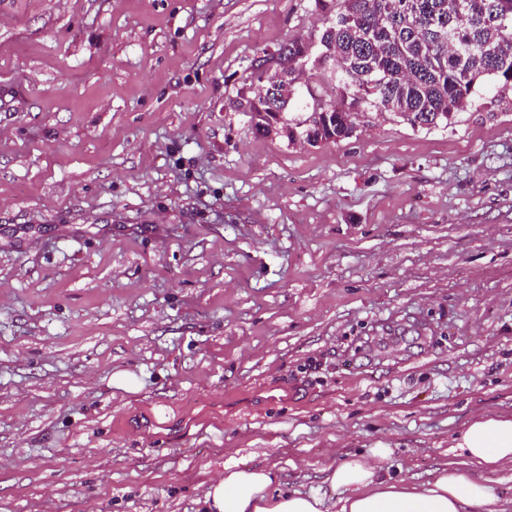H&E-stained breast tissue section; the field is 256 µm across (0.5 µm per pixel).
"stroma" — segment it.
<instances>
[{"instance_id":"stroma-1","label":"stroma","mask_w":512,"mask_h":512,"mask_svg":"<svg viewBox=\"0 0 512 512\" xmlns=\"http://www.w3.org/2000/svg\"><path fill=\"white\" fill-rule=\"evenodd\" d=\"M314 0H0V512H204L225 467L411 484L512 416V94L254 134ZM133 383L119 388V379Z\"/></svg>"}]
</instances>
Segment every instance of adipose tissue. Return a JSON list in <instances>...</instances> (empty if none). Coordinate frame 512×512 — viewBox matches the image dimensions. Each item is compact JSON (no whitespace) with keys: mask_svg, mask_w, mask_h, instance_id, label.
Here are the masks:
<instances>
[{"mask_svg":"<svg viewBox=\"0 0 512 512\" xmlns=\"http://www.w3.org/2000/svg\"><path fill=\"white\" fill-rule=\"evenodd\" d=\"M457 448L469 463L488 472L512 465V418L482 414L462 431ZM326 483L338 490L336 512H512L488 484L455 468L436 470L419 485L386 479L365 458L353 457L327 468ZM207 512H327L316 493L285 491L267 468L228 467L204 495Z\"/></svg>","mask_w":512,"mask_h":512,"instance_id":"1","label":"adipose tissue"}]
</instances>
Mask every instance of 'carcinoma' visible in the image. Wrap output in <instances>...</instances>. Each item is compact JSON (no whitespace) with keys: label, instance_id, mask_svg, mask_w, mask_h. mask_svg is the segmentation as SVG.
I'll return each instance as SVG.
<instances>
[{"label":"carcinoma","instance_id":"1","mask_svg":"<svg viewBox=\"0 0 512 512\" xmlns=\"http://www.w3.org/2000/svg\"><path fill=\"white\" fill-rule=\"evenodd\" d=\"M327 15L319 43L295 40L267 78L249 84L265 94L249 103L288 126V141L306 144L352 136L348 112H389L412 127H446L466 109L481 85L494 81L512 92V0H315ZM322 71L339 98L316 105L336 113V124L317 128L284 111L303 66Z\"/></svg>","mask_w":512,"mask_h":512}]
</instances>
